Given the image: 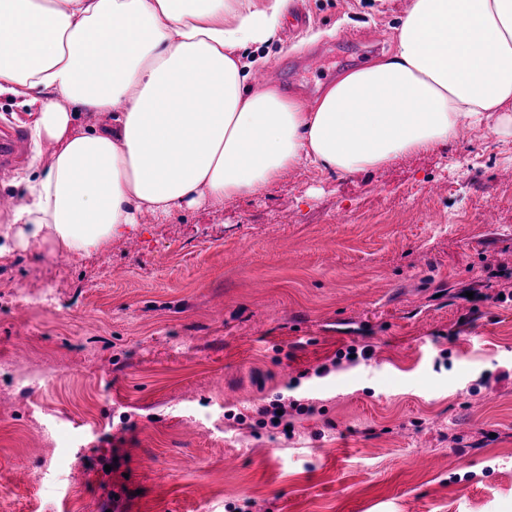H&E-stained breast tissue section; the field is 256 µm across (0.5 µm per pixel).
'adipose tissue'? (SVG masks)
<instances>
[{
	"instance_id": "1",
	"label": "adipose tissue",
	"mask_w": 512,
	"mask_h": 512,
	"mask_svg": "<svg viewBox=\"0 0 512 512\" xmlns=\"http://www.w3.org/2000/svg\"><path fill=\"white\" fill-rule=\"evenodd\" d=\"M289 0H0V95L51 163L0 236L81 255L254 195L289 169L364 172L493 119L512 136V0H411L396 50L316 101L254 87L241 54ZM124 111H116L117 103ZM98 124L83 127V114Z\"/></svg>"
}]
</instances>
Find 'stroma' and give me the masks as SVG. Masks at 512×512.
I'll list each match as a JSON object with an SVG mask.
<instances>
[{
  "label": "stroma",
  "instance_id": "35a3bbf8",
  "mask_svg": "<svg viewBox=\"0 0 512 512\" xmlns=\"http://www.w3.org/2000/svg\"><path fill=\"white\" fill-rule=\"evenodd\" d=\"M409 3L292 0L310 22L259 70L315 103L394 52ZM50 160L0 173V225ZM140 222L79 256H0V512H512L511 137L468 126ZM50 281L53 303L15 307ZM11 363L44 376L18 386ZM276 393L316 410L235 422Z\"/></svg>",
  "mask_w": 512,
  "mask_h": 512
}]
</instances>
